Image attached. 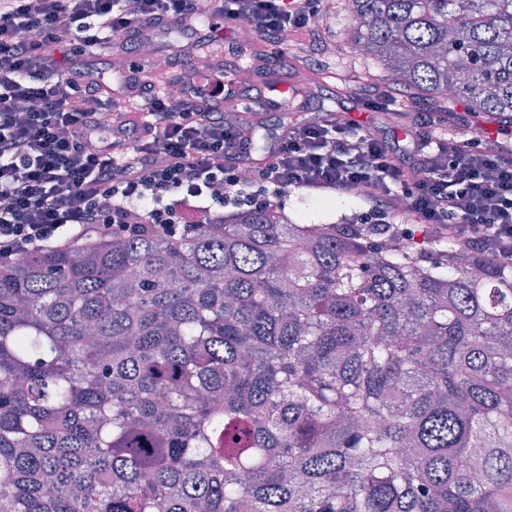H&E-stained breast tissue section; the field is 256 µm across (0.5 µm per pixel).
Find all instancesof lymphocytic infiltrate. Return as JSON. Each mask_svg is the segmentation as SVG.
Listing matches in <instances>:
<instances>
[{"label":"lymphocytic infiltrate","mask_w":512,"mask_h":512,"mask_svg":"<svg viewBox=\"0 0 512 512\" xmlns=\"http://www.w3.org/2000/svg\"><path fill=\"white\" fill-rule=\"evenodd\" d=\"M323 10V0H0V266L140 224L174 237L213 205L264 208L301 190L359 199L360 224L406 214L396 237L419 227L466 241L487 268L512 270V129L452 135L447 113L372 85L359 99L408 120L406 155L378 130L328 114L288 127L253 162L251 128L224 117L228 102L251 109L246 83L227 66L198 67L192 44L176 51L172 81L141 54L150 31L203 18L207 41L244 23L272 45L242 60L249 71L298 58L319 69ZM102 56L124 60L127 96L106 95L86 68Z\"/></svg>","instance_id":"lymphocytic-infiltrate-1"}]
</instances>
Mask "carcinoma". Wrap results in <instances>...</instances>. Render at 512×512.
I'll list each match as a JSON object with an SVG mask.
<instances>
[{"instance_id": "1", "label": "carcinoma", "mask_w": 512, "mask_h": 512, "mask_svg": "<svg viewBox=\"0 0 512 512\" xmlns=\"http://www.w3.org/2000/svg\"><path fill=\"white\" fill-rule=\"evenodd\" d=\"M354 2L398 90L512 121V0ZM390 235L256 208L1 268L0 512H512V272Z\"/></svg>"}]
</instances>
